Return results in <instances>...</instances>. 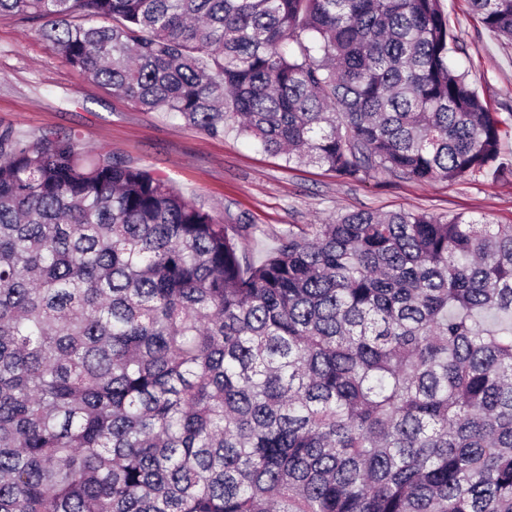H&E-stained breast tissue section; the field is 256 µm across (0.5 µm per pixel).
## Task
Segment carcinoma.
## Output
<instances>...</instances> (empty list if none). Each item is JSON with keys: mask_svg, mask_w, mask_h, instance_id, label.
<instances>
[{"mask_svg": "<svg viewBox=\"0 0 512 512\" xmlns=\"http://www.w3.org/2000/svg\"><path fill=\"white\" fill-rule=\"evenodd\" d=\"M512 43V0H471ZM144 111L348 181L512 176L440 0H0ZM252 224L0 130V512H512V224Z\"/></svg>", "mask_w": 512, "mask_h": 512, "instance_id": "cac0c4a2", "label": "carcinoma"}]
</instances>
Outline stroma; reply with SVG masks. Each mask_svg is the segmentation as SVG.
Listing matches in <instances>:
<instances>
[{
  "label": "stroma",
  "instance_id": "35a3bbf8",
  "mask_svg": "<svg viewBox=\"0 0 512 512\" xmlns=\"http://www.w3.org/2000/svg\"><path fill=\"white\" fill-rule=\"evenodd\" d=\"M441 6L456 38L451 63L503 119L502 153L511 161L512 46L483 25L469 0ZM6 127L31 137L75 133L80 148L149 170L197 207L255 225L254 238L244 243L253 263L289 225L357 210L461 213L512 224V176L451 185L384 172L348 182L318 165L291 166L235 132L212 138L168 113L135 107L70 66L17 16L0 17V129Z\"/></svg>",
  "mask_w": 512,
  "mask_h": 512
}]
</instances>
